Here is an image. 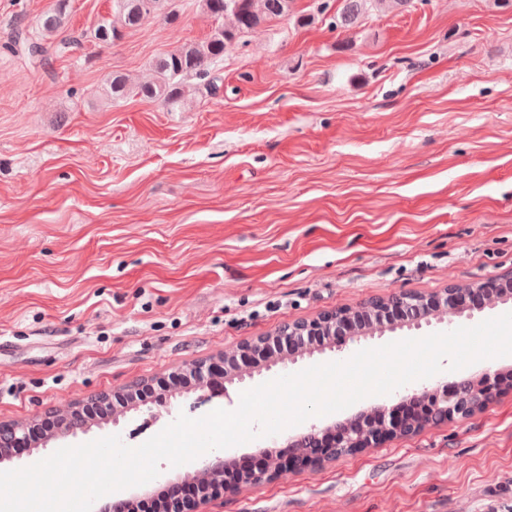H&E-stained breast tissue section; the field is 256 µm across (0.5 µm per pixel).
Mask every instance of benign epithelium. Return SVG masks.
<instances>
[{
  "instance_id": "7a95c632",
  "label": "benign epithelium",
  "mask_w": 512,
  "mask_h": 512,
  "mask_svg": "<svg viewBox=\"0 0 512 512\" xmlns=\"http://www.w3.org/2000/svg\"><path fill=\"white\" fill-rule=\"evenodd\" d=\"M512 301V276L495 278L472 286H449L441 294L422 295L395 292L385 298L372 299L357 309L327 311L310 321H296L279 326L274 331L257 336L226 351L214 361L189 364L173 372L199 390H208L212 396L227 392L224 383L252 374L262 366L286 363L304 353L323 350L343 336L353 343L376 332L398 326L419 329L431 320L443 322L447 318L466 317L492 310ZM155 379L98 394L82 404L62 413V420L50 435L52 440H63L87 429L91 417L82 413L83 407L95 404L112 417L125 414V410L138 405V394ZM498 382L487 372L481 376L443 378L432 386L413 389L402 397V402L423 401L427 408L415 417L395 416L383 405L348 415L325 427L311 425L305 431L287 439L288 461L272 459L268 466L251 473L245 482L257 486L281 477L297 467H315L338 457L339 450L352 453L374 448L385 440L397 436L417 434L430 426L448 421L453 416L466 418L484 409L497 396ZM32 423L0 421V447L11 448L29 436ZM226 461L216 456L205 460L196 468L203 489L197 492V503L210 497L211 485L224 472Z\"/></svg>"
}]
</instances>
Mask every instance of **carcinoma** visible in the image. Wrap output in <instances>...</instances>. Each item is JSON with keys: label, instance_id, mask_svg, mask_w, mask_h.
<instances>
[{"label": "carcinoma", "instance_id": "obj_1", "mask_svg": "<svg viewBox=\"0 0 512 512\" xmlns=\"http://www.w3.org/2000/svg\"><path fill=\"white\" fill-rule=\"evenodd\" d=\"M202 10L209 16L230 23L212 30L207 41L184 43L156 58L153 63L155 78L148 82L134 83L121 72L112 73L106 80V95L114 102L131 96L161 103L166 111L182 109L187 97L185 80L195 77L204 82L206 91L218 94L219 77L212 75L215 64L224 57V50L238 43L261 23L287 17L293 12L294 0H200ZM410 0H343V6L332 28L342 31L355 27L373 8L385 5H406ZM116 18L111 23L100 24L93 31L99 43L118 40L123 33L139 28L146 20L160 17L173 24L178 15L172 0H115ZM69 0H55L54 5L38 18L42 33L54 37L66 26ZM12 51L22 50L37 60L47 53L43 43L32 40L19 32L7 45Z\"/></svg>", "mask_w": 512, "mask_h": 512}]
</instances>
